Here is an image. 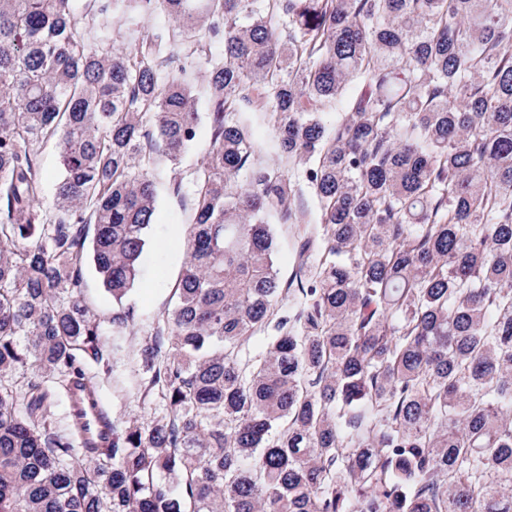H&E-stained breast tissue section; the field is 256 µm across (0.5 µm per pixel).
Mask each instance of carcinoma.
<instances>
[{
	"instance_id": "carcinoma-1",
	"label": "carcinoma",
	"mask_w": 512,
	"mask_h": 512,
	"mask_svg": "<svg viewBox=\"0 0 512 512\" xmlns=\"http://www.w3.org/2000/svg\"><path fill=\"white\" fill-rule=\"evenodd\" d=\"M76 2L0 0V512H512V0H104L103 30L168 25L96 48ZM181 46L208 140L142 351L164 409L89 444L70 391L110 353L81 262L118 304L139 279L151 151L178 168L201 123L160 72ZM246 111L318 201L296 293L270 223L291 181L252 163ZM40 151L44 167L45 199L48 201L52 197L54 183L59 174L57 150L53 143H49Z\"/></svg>"
}]
</instances>
